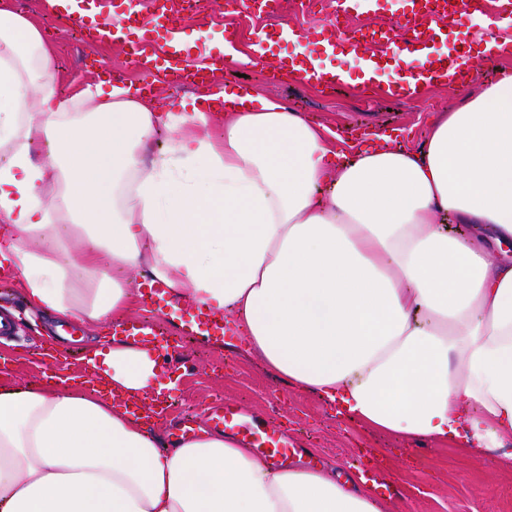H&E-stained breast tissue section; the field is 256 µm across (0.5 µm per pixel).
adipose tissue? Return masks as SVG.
Instances as JSON below:
<instances>
[{"mask_svg": "<svg viewBox=\"0 0 512 512\" xmlns=\"http://www.w3.org/2000/svg\"><path fill=\"white\" fill-rule=\"evenodd\" d=\"M510 243V70L422 149L346 150L247 86L175 112L133 81L64 96L43 32L0 0V277L55 322L111 326L146 277L364 427L477 455L512 440V263L490 251ZM86 365L0 374V512H389L363 474L274 469L220 431L161 448L123 405L158 383L151 346Z\"/></svg>", "mask_w": 512, "mask_h": 512, "instance_id": "ef3b65f1", "label": "adipose tissue"}]
</instances>
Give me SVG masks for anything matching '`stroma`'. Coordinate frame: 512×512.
Listing matches in <instances>:
<instances>
[{"instance_id": "1", "label": "stroma", "mask_w": 512, "mask_h": 512, "mask_svg": "<svg viewBox=\"0 0 512 512\" xmlns=\"http://www.w3.org/2000/svg\"><path fill=\"white\" fill-rule=\"evenodd\" d=\"M16 10L47 34L63 91L97 80V72L88 65L94 57L103 60L114 76L138 79L120 44L85 45L60 36L59 22L46 9L45 0H23ZM312 22L309 16L274 20L247 13L229 15L225 0H207L204 15L186 17L178 34H196L216 45L221 43L224 29L230 28L236 32L235 49L244 53L250 52L256 37H264L265 65H225L221 82L249 85L258 94L314 118L335 133L340 147L356 143L351 133L355 127L423 147L431 122L462 100L463 90L453 87L430 89L415 101L390 99L375 89H355L352 81L361 75L359 61L342 52L328 57L326 63L348 72L351 81L334 93L291 80H270L269 65L282 56L298 54L301 47L299 41L285 37V28L306 27ZM472 31L470 58L483 79H494L499 74L498 65L486 59L485 45L493 37H512V23L501 14V0H486L484 12L472 21ZM55 331L56 324L50 318H41L35 326L22 315L15 334L0 340V352L9 355L19 380L36 382L48 371L47 352L58 341ZM180 356V363L168 370L175 383L170 391L173 406L167 419L157 425L159 435H167L183 414L204 413L215 399L224 398L287 428L300 449L299 455L289 459V466L316 467L337 475L352 458L369 451L377 464V481L386 488L384 496L391 512H512V469L503 467L496 454L470 455L449 444L407 442L394 434L365 428L337 414L317 394L292 391L259 359L227 352L196 336Z\"/></svg>"}]
</instances>
